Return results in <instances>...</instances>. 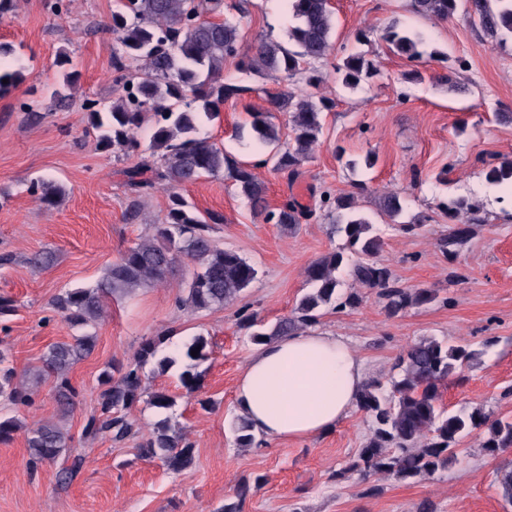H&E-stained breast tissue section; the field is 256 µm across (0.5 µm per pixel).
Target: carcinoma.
<instances>
[{"label":"carcinoma","mask_w":512,"mask_h":512,"mask_svg":"<svg viewBox=\"0 0 512 512\" xmlns=\"http://www.w3.org/2000/svg\"><path fill=\"white\" fill-rule=\"evenodd\" d=\"M296 25L292 40L298 50L289 51L281 45L261 38L242 45L240 23L232 18L207 22L211 15H221L224 0H115L110 21L105 29L112 33L116 48L112 55L115 83L123 95L109 104L87 99L82 109L98 132L99 148L121 152L126 156L140 153L138 131L147 116L154 118V128L147 150L158 160L142 161L124 170L125 184L135 194L129 216L138 217L140 193L158 186L168 193L169 205L154 233L128 246L112 263L104 277L92 288H68L53 300L54 309L71 325L85 332L51 346L31 382L16 381L14 368L0 352V398L15 406L32 404L35 388L44 380L53 379L59 412L67 415L80 395L72 384L70 371L78 361L89 357L96 336L86 331L95 328L103 318L108 299L128 294L138 288L164 285L175 268L190 261L198 270L177 296L179 306L193 311L222 307L243 291L256 277V269L237 252L219 247L211 236L212 225L224 221L218 212H200L181 193L182 187L203 177L227 176L248 200L251 210L266 222L284 229H293L310 219L313 209L292 198L281 207L270 208L267 187L260 181L250 162L229 157L224 146L201 133L204 120L220 115V107L240 87L224 83V59L239 58L244 73L259 74L281 71L291 78L304 75L308 85H317L323 77L312 64L327 58L334 50L332 42L334 12L331 0H288ZM412 9L422 15L447 20L463 10L477 21L490 43H500L512 35V0H411ZM391 49L411 61L426 53L425 41L395 25L381 35ZM341 84L356 89L376 77L379 70L374 61L362 52L349 53L334 66ZM8 83H3V80ZM23 80L21 70L9 63L0 64V90ZM266 112L252 114L250 128L256 147L266 151L258 161L273 163V169L296 180L302 166L311 158L314 147L323 136L324 116L335 107L334 99L313 94L297 95L281 91L268 98ZM289 114V140L281 143L279 129L271 122V113ZM486 183L497 189L512 186V157H502L484 169ZM31 194L46 207L56 205L61 188L49 181L31 182ZM327 207L325 217L332 220L334 232L343 240L338 251L313 261L306 270L310 285L291 313L279 319L270 330L257 327L252 314L240 315L243 326L253 329L250 339L265 344L320 323L326 308H356L362 298L355 292H341L337 271L349 258L353 277L368 288L380 289L385 310L396 316L409 308L420 307L437 299L433 288H404L390 282V272L376 257L383 247L382 235L356 206L352 193L335 198L321 197ZM439 207L454 219L467 215L463 224L448 228L438 246L448 258L457 256L469 240L472 226L484 222L480 204L466 196H452ZM405 199L398 192L379 196V212L395 225L402 216ZM163 339L148 338L142 342L127 366H114L99 376V413L88 418L84 438L95 439L107 433L115 442H124L140 434L130 409L139 402L153 407L159 414L150 431L141 434L137 444L139 455L159 460L171 473L179 474L195 463V446L183 428L171 423L167 412L176 399L151 389L144 368L155 362L160 374L177 364L183 365L179 382L191 395L200 388V363L208 360V342L195 336L189 342L158 356ZM198 351L197 356L191 352ZM475 353L465 345H448L437 339H422L409 345L397 358L387 383L373 380L365 384L357 407L372 421L371 433L357 460L336 471L341 478L351 471L364 477L385 475L397 481L410 482L431 476L448 468L456 447L465 434L485 429L482 444L491 456L512 448V419H490L482 409L451 412L440 403L439 389L469 365ZM24 433L29 464L36 466L53 462L70 447L71 437L57 423L38 421L30 426L15 417L0 419V442L13 441ZM237 445L250 448L255 438L250 425L239 418ZM497 483L503 497L512 503V465L497 470ZM251 481L242 479L234 492V500L224 504V512H242L251 491Z\"/></svg>","instance_id":"cac0c4a2"}]
</instances>
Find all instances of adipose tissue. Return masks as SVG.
<instances>
[{"label": "adipose tissue", "mask_w": 512, "mask_h": 512, "mask_svg": "<svg viewBox=\"0 0 512 512\" xmlns=\"http://www.w3.org/2000/svg\"><path fill=\"white\" fill-rule=\"evenodd\" d=\"M366 381L350 342L316 329L257 348L238 378L234 404L257 437L305 439L346 418Z\"/></svg>", "instance_id": "adipose-tissue-1"}]
</instances>
